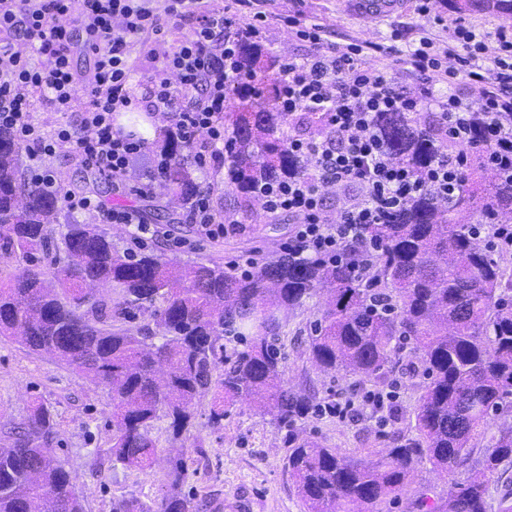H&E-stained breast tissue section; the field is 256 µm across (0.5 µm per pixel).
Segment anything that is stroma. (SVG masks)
Here are the masks:
<instances>
[{"label": "stroma", "instance_id": "obj_1", "mask_svg": "<svg viewBox=\"0 0 512 512\" xmlns=\"http://www.w3.org/2000/svg\"><path fill=\"white\" fill-rule=\"evenodd\" d=\"M261 7L272 16L262 35L272 58L280 60L308 52V45L297 40L283 22L284 17L295 16L322 25L334 42L355 39L396 45L395 53L380 55L373 63L388 67L410 89L417 88L419 80L408 71L404 59L421 38L447 44L459 19L490 36L501 30L512 33V20L477 12L459 17L441 4L436 6L433 17H421L415 12L414 0H407L403 11L373 22L359 20L355 13L344 10L340 0H262ZM395 29L403 33L397 42L390 38ZM45 165L71 190L83 191L85 180L97 179L99 197L113 205L138 208L144 217H151L154 207H167L169 221L155 222L156 234L146 246L161 249L174 259L203 263L215 260L226 265L250 257L260 262L279 255L293 230L287 215H280L273 223L257 205L252 216L245 219L244 232L209 239L200 234L197 225L187 221L186 206L172 204L165 182H158L147 197H125L113 192L111 179L97 175L68 149H58ZM178 239L184 241V248H175ZM319 308L318 301L312 299L289 315L281 336L284 377L289 384L310 390L318 400H353L355 376L322 372L308 359L309 323ZM412 362V356L404 350L389 367L387 382L395 386L397 401L388 421L371 413L352 420L312 415L304 420L303 431L348 457L359 455L364 448L389 447L393 430L407 432L415 424L424 379L420 372L412 370ZM34 398L53 409L57 430L54 451L74 475L75 490L84 499L85 512H112L113 499L122 496L145 501L162 497L167 489V460L174 454L168 441V420L157 424L158 460L152 468L113 466L106 454L112 435V404L106 390L80 371L14 339L0 337V422H21ZM208 410V398H201L192 435L183 442L184 458L191 472L184 486L192 498L191 512H213L212 506L218 501L242 502L245 512H306L285 467V430L246 402L236 403L225 418L223 429L216 430L208 424ZM199 439L206 450L202 457L195 452Z\"/></svg>", "mask_w": 512, "mask_h": 512}]
</instances>
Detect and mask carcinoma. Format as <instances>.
<instances>
[{
    "label": "carcinoma",
    "instance_id": "1",
    "mask_svg": "<svg viewBox=\"0 0 512 512\" xmlns=\"http://www.w3.org/2000/svg\"><path fill=\"white\" fill-rule=\"evenodd\" d=\"M443 2L454 13L512 19V0ZM241 63L247 82L230 92L242 111L232 116L225 186L246 214L256 184L285 181L304 165L287 138L276 136L286 118L278 106L282 76L269 74L276 61L261 43L246 40ZM377 124L392 155L417 172L444 143L432 118L420 125L404 112H381ZM185 149L163 133L162 151L172 158L164 181L187 204L198 185ZM19 155L13 135L0 130V259L24 262L0 285V336L107 390L113 461L152 467L156 421L167 417L180 437L210 393L213 428L224 426L229 408L248 401L287 430L286 467L307 512H386L417 465L427 461L447 478L477 450L481 458L467 480L445 496L420 493L411 512H512V484L490 485L512 468V427L487 434L490 416L512 407V264L494 258L478 237L490 211L512 221V186L499 174L480 192L464 187L446 208L425 193L384 223L368 225L377 249L365 284L348 260L331 265L281 254L238 275L160 250L122 251L94 224H66L58 240L57 197L25 175ZM89 279L117 297L87 298ZM323 291L328 300L310 324L313 365L378 384L406 344L422 368L415 434L397 432L390 448L350 458L298 426L320 403L284 379L280 336L288 313ZM55 426L51 408L38 399L21 425L0 424V512H84L75 477L54 456ZM167 476L161 499L122 497L112 501V512H190L185 460L169 461Z\"/></svg>",
    "mask_w": 512,
    "mask_h": 512
}]
</instances>
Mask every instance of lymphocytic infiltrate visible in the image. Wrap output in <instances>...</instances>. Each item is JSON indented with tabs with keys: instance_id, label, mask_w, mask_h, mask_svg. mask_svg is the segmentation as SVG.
Returning <instances> with one entry per match:
<instances>
[{
	"instance_id": "lymphocytic-infiltrate-1",
	"label": "lymphocytic infiltrate",
	"mask_w": 512,
	"mask_h": 512,
	"mask_svg": "<svg viewBox=\"0 0 512 512\" xmlns=\"http://www.w3.org/2000/svg\"><path fill=\"white\" fill-rule=\"evenodd\" d=\"M269 20L258 0H234L229 15L214 12L210 0H0V130L10 131L42 158L68 147L83 164L111 177L116 191L142 196L170 159L154 154L141 179L129 181L146 143L115 131L114 118L140 108L169 122L193 149L198 167L223 169L229 156L224 103L228 89L243 80L238 49L242 41L258 37ZM186 23L192 26L190 35L171 41L173 29ZM288 25L310 51L283 62L279 108L292 116L321 113L325 124L321 133L298 130L288 137L289 151L307 163L304 176L263 183L255 191L265 212L294 218L285 245L289 255L333 262L356 243L354 268L363 275L371 263V252L363 246L366 225L383 223L426 192L437 201H451L472 155H480L512 184V38L502 33L491 40L460 21L448 47L420 39L406 59L420 84L406 93L387 68L368 65L377 44L334 43L320 25L296 18ZM77 38L94 59L86 75L77 71L71 54ZM148 38L171 47L155 59L139 96L130 56ZM443 80L463 83L467 94L434 97L432 84ZM39 98L54 111L78 113V128L44 132L34 117ZM421 107L435 113L450 147L419 173L391 158L375 117ZM478 112L486 118L479 134L474 131ZM32 179L45 192L61 196L67 207L129 225L136 244L155 235L137 209L60 192L57 179L46 171ZM329 191L346 198L333 214L324 204ZM187 218L210 238L243 229L213 210L206 188L194 195Z\"/></svg>"
}]
</instances>
